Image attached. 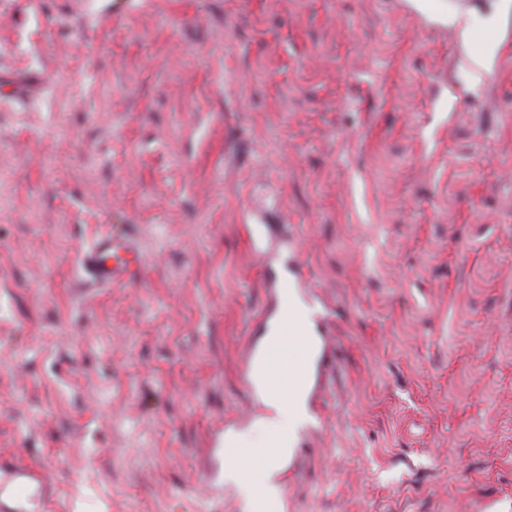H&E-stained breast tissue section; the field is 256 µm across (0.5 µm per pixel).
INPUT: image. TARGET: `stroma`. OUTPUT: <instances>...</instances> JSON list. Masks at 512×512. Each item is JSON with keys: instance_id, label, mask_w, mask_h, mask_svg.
Wrapping results in <instances>:
<instances>
[{"instance_id": "35a3bbf8", "label": "stroma", "mask_w": 512, "mask_h": 512, "mask_svg": "<svg viewBox=\"0 0 512 512\" xmlns=\"http://www.w3.org/2000/svg\"><path fill=\"white\" fill-rule=\"evenodd\" d=\"M503 9L0 0V512H245L269 269L317 342L272 512H512ZM131 238L121 232H112L98 239L83 255L82 263L92 277L103 284L125 280L130 275L129 253H133Z\"/></svg>"}]
</instances>
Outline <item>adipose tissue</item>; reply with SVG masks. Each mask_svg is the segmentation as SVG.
I'll return each instance as SVG.
<instances>
[{"label":"adipose tissue","instance_id":"obj_1","mask_svg":"<svg viewBox=\"0 0 512 512\" xmlns=\"http://www.w3.org/2000/svg\"><path fill=\"white\" fill-rule=\"evenodd\" d=\"M307 317L296 300L288 302V316L276 319L258 351L252 371L257 395L269 410L261 425L263 435L250 447L226 454L224 479L241 490L247 512H266L268 505L280 497L277 476L282 464L293 451L300 427L307 419L304 404L306 380L313 358L315 341L306 331ZM292 327L300 336L298 344L282 348L280 333ZM282 363L293 379L286 395H276L270 385L268 368Z\"/></svg>","mask_w":512,"mask_h":512}]
</instances>
